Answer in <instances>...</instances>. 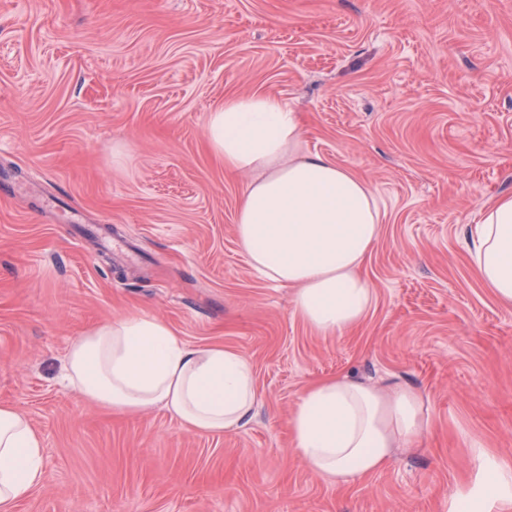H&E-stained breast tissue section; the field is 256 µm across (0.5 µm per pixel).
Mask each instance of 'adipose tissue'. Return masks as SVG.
I'll use <instances>...</instances> for the list:
<instances>
[{
	"label": "adipose tissue",
	"mask_w": 512,
	"mask_h": 512,
	"mask_svg": "<svg viewBox=\"0 0 512 512\" xmlns=\"http://www.w3.org/2000/svg\"><path fill=\"white\" fill-rule=\"evenodd\" d=\"M296 112L272 95L234 96L210 113L207 138L225 166L249 174L236 216L248 261L264 279L295 287L293 310L325 334L359 323L374 304L360 269L383 214L369 183L333 160L303 152ZM472 264L498 302L512 306V195L497 197L464 232ZM63 379L122 413L155 407L187 430L220 434L250 423L258 404L254 366L219 344L191 346L164 322L128 316L71 346ZM306 465L345 485L387 466L431 426L413 385L342 376L306 388L289 422ZM469 454L480 481L458 497L466 512L512 504V465L479 444ZM43 477V439L19 410L0 405V512H16Z\"/></svg>",
	"instance_id": "adipose-tissue-1"
}]
</instances>
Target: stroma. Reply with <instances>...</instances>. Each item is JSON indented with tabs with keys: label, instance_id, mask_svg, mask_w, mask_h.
Masks as SVG:
<instances>
[{
	"label": "stroma",
	"instance_id": "1",
	"mask_svg": "<svg viewBox=\"0 0 512 512\" xmlns=\"http://www.w3.org/2000/svg\"><path fill=\"white\" fill-rule=\"evenodd\" d=\"M278 96L304 150L370 183L385 218L351 330L320 334L235 229L248 174L207 141L225 98ZM512 193V0H0V404L44 443L16 512H449L481 442L512 462V306L463 229ZM255 368L243 429L117 415L60 377L128 316ZM419 387L431 429L345 487L295 451L302 392Z\"/></svg>",
	"mask_w": 512,
	"mask_h": 512
}]
</instances>
